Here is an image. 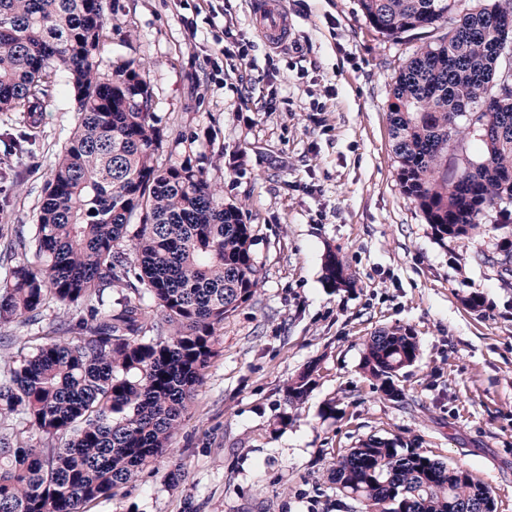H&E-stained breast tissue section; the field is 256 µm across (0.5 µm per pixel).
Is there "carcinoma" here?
Instances as JSON below:
<instances>
[{
	"mask_svg": "<svg viewBox=\"0 0 512 512\" xmlns=\"http://www.w3.org/2000/svg\"><path fill=\"white\" fill-rule=\"evenodd\" d=\"M359 5L389 38L443 29L398 72L388 117L403 193L439 236H464L512 202V0ZM106 39L105 0H0V112L41 111L60 73L82 92L38 207L36 261L0 282V329L39 325L51 304L76 319L0 369V512H87L165 458L224 319L260 283L241 207L224 203L191 157L161 162L144 64L103 72ZM467 136L482 155L448 161ZM324 279L354 284L333 252ZM108 288L118 297L104 299ZM147 299L163 339L144 331ZM418 355L416 336L394 327L371 337L361 369L390 397ZM316 376L311 363L289 380L287 403ZM17 424L43 444L15 435ZM333 481L362 512H493L464 470L379 437L341 456Z\"/></svg>",
	"mask_w": 512,
	"mask_h": 512,
	"instance_id": "cac0c4a2",
	"label": "carcinoma"
}]
</instances>
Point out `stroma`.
<instances>
[{"label":"stroma","mask_w":512,"mask_h":512,"mask_svg":"<svg viewBox=\"0 0 512 512\" xmlns=\"http://www.w3.org/2000/svg\"><path fill=\"white\" fill-rule=\"evenodd\" d=\"M201 2L112 0L102 65L145 62L157 125L182 143L174 160L202 159L243 208L260 285L225 319L168 458L90 512H360L330 472L370 436L463 468L512 512V218L492 209L467 236L439 237L397 179L392 83L429 35L383 37L358 0H284L291 45L275 48L250 0ZM76 121L64 85L37 125L0 112V279L25 257ZM330 251L353 287L326 285ZM392 327L420 345L399 401L360 368ZM312 362L314 389L287 404Z\"/></svg>","instance_id":"obj_1"}]
</instances>
